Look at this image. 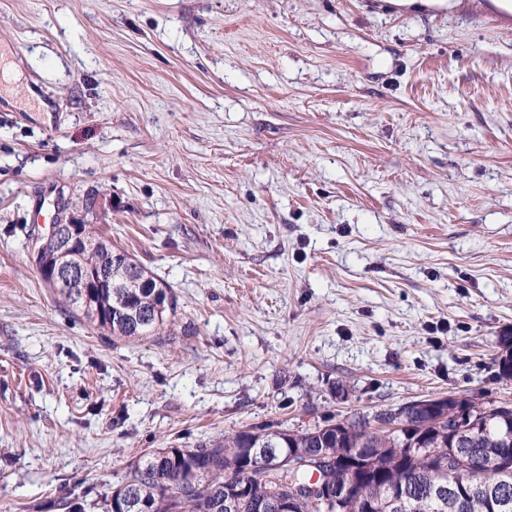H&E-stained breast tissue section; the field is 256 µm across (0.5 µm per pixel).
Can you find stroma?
I'll return each instance as SVG.
<instances>
[{
  "label": "stroma",
  "instance_id": "stroma-1",
  "mask_svg": "<svg viewBox=\"0 0 512 512\" xmlns=\"http://www.w3.org/2000/svg\"><path fill=\"white\" fill-rule=\"evenodd\" d=\"M177 299L113 338L53 203ZM512 16L391 0H0V512H107L152 448L512 399ZM498 340L502 352L496 362L497 376L506 382L512 381V331L499 336Z\"/></svg>",
  "mask_w": 512,
  "mask_h": 512
}]
</instances>
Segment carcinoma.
I'll use <instances>...</instances> for the list:
<instances>
[{
    "label": "carcinoma",
    "instance_id": "carcinoma-1",
    "mask_svg": "<svg viewBox=\"0 0 512 512\" xmlns=\"http://www.w3.org/2000/svg\"><path fill=\"white\" fill-rule=\"evenodd\" d=\"M130 255L112 248L85 252L87 266L112 263V287L101 289L94 306L99 326L114 336H139L164 325L176 311L171 289L141 271L132 275ZM126 310L109 317L112 308ZM497 376L512 381V331L498 337ZM467 405V418L448 423L413 403L402 405L404 427H374L354 414L349 429L318 425L311 431H269L251 426L195 448H155L128 465L112 491L111 512H332L311 482L314 470L301 464L310 455L330 460L317 483L329 488L355 478L370 497L379 492L386 512H512V409L496 400L448 394ZM300 465L270 479L256 476L275 457Z\"/></svg>",
    "mask_w": 512,
    "mask_h": 512
}]
</instances>
